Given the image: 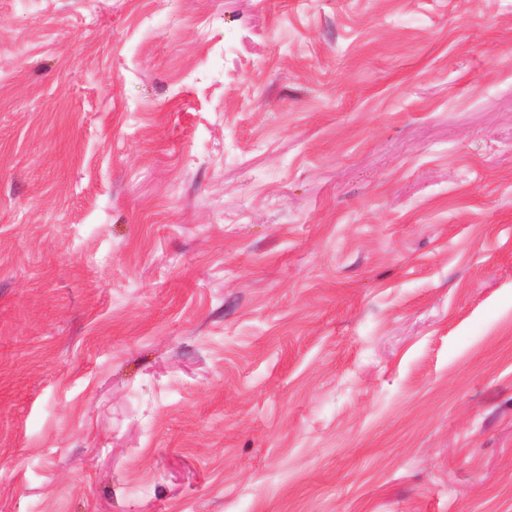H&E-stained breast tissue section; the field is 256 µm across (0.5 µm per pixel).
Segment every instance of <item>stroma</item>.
<instances>
[{"label":"stroma","mask_w":512,"mask_h":512,"mask_svg":"<svg viewBox=\"0 0 512 512\" xmlns=\"http://www.w3.org/2000/svg\"><path fill=\"white\" fill-rule=\"evenodd\" d=\"M0 512H512V0H0Z\"/></svg>","instance_id":"obj_1"}]
</instances>
